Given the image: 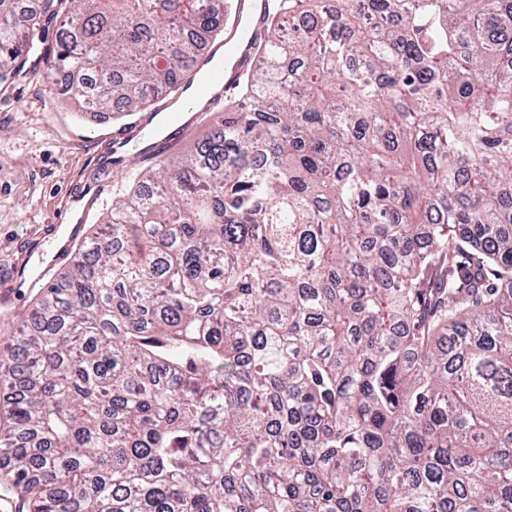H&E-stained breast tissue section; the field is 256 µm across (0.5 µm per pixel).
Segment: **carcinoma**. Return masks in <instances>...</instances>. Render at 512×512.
I'll use <instances>...</instances> for the list:
<instances>
[{"mask_svg": "<svg viewBox=\"0 0 512 512\" xmlns=\"http://www.w3.org/2000/svg\"><path fill=\"white\" fill-rule=\"evenodd\" d=\"M228 0H0L132 115ZM224 120L3 340L27 512H512V0H269Z\"/></svg>", "mask_w": 512, "mask_h": 512, "instance_id": "obj_1", "label": "carcinoma"}]
</instances>
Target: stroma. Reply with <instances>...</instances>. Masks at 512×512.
Here are the masks:
<instances>
[{
    "instance_id": "35a3bbf8",
    "label": "stroma",
    "mask_w": 512,
    "mask_h": 512,
    "mask_svg": "<svg viewBox=\"0 0 512 512\" xmlns=\"http://www.w3.org/2000/svg\"><path fill=\"white\" fill-rule=\"evenodd\" d=\"M57 27L49 22L24 71L0 82V281H11L16 303L9 324L0 323V339L33 307L31 280L45 267H67L43 245V233L77 224L89 236L125 181L114 139H124V155L137 156L141 170L144 134L157 127L143 112L116 121L78 113L57 97L47 61Z\"/></svg>"
}]
</instances>
